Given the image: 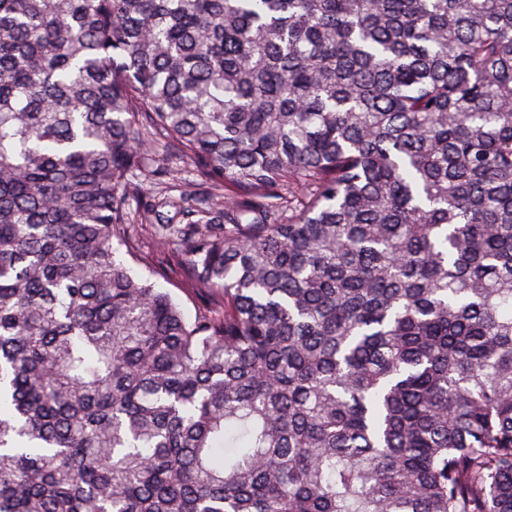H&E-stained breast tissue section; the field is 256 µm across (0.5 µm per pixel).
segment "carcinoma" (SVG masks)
Wrapping results in <instances>:
<instances>
[{
    "label": "carcinoma",
    "mask_w": 512,
    "mask_h": 512,
    "mask_svg": "<svg viewBox=\"0 0 512 512\" xmlns=\"http://www.w3.org/2000/svg\"><path fill=\"white\" fill-rule=\"evenodd\" d=\"M0 512H512V0H0ZM156 165L164 166L169 170V179H166L162 184H156L158 182L151 179L145 180L143 182V203L154 204V199L157 201L161 194L177 196L179 195L180 186L186 188L191 183V180L194 179L189 164L175 153L157 158V161L154 163V166ZM135 236L133 246L141 263L136 261L128 254L126 248L123 247L117 254L118 260L122 261L127 267L132 269L134 273L149 274L154 270L152 281L159 288H163L181 304L182 308L189 315H194L201 306V301L191 291L186 290L184 278L179 270L169 265L165 259L166 254L157 248L155 242L157 238L154 236V230L149 225L139 226ZM156 271V272H155Z\"/></svg>",
    "instance_id": "1"
}]
</instances>
